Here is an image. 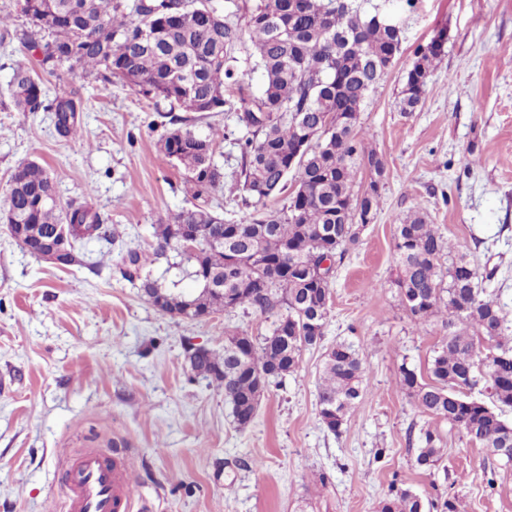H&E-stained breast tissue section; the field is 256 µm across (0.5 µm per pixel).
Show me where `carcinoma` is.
<instances>
[{
    "label": "carcinoma",
    "mask_w": 512,
    "mask_h": 512,
    "mask_svg": "<svg viewBox=\"0 0 512 512\" xmlns=\"http://www.w3.org/2000/svg\"><path fill=\"white\" fill-rule=\"evenodd\" d=\"M34 30L52 40L44 46L28 33L26 50L42 48L49 73L78 65L85 76L105 82L118 77L145 99L161 100L187 113L185 127L160 140V149L183 167L198 203L159 225V258L181 250L179 233L196 235L197 250L187 255L200 288L184 294L144 279L140 290L161 313L201 319L218 311L251 309L273 318L260 339L224 332V356L211 351L189 356L193 373L224 390L234 423L245 428L257 415L259 399L293 372L308 348L321 345L328 323L330 281L319 273L327 254L338 258L359 243V226L374 218L380 192L353 191L359 169L377 180L385 176L383 157L366 150L358 129L359 112L385 74L383 67L401 52L402 38L390 23L375 21L369 0H258L244 17L219 12L210 0H20ZM445 47H418L406 70L400 107L412 112ZM260 73L259 89L242 81V65ZM11 97L22 112L50 111L65 136L76 137L80 91L69 83L49 93L30 73L23 55L12 67ZM238 95L240 107L232 96ZM236 112L247 135L239 143V177L255 209L237 223L208 205L224 185V165L216 158L224 128L190 129L206 115ZM288 192V204L266 209L271 197ZM0 222L23 224L29 237L21 249L36 257L39 238L59 224L71 225L67 264L81 262L78 242L108 239L99 212L74 201L61 205L53 178L36 161L15 169L0 206ZM394 285L414 325L433 316L448 328L427 367V377L401 368L400 390L417 408L461 430L491 455L512 449V423L499 413L512 408V317L494 293L480 287L482 275L467 256L453 252L437 225L413 213L396 219ZM145 257L127 252L123 275L139 276ZM490 342L495 352L483 347ZM484 382L491 404L466 396L465 388ZM366 391L365 370L356 346L340 340L325 352L318 384L319 415L339 434ZM416 464L430 471L445 448L440 432L423 430ZM450 498L424 500L391 486L379 512H461Z\"/></svg>",
    "instance_id": "carcinoma-1"
}]
</instances>
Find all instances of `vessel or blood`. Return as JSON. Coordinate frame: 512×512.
Segmentation results:
<instances>
[{"instance_id": "vessel-or-blood-1", "label": "vessel or blood", "mask_w": 512, "mask_h": 512, "mask_svg": "<svg viewBox=\"0 0 512 512\" xmlns=\"http://www.w3.org/2000/svg\"><path fill=\"white\" fill-rule=\"evenodd\" d=\"M129 471L97 452L72 461L63 487L68 512H130L136 492Z\"/></svg>"}]
</instances>
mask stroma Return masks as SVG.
Masks as SVG:
<instances>
[{
	"instance_id": "stroma-1",
	"label": "stroma",
	"mask_w": 512,
	"mask_h": 512,
	"mask_svg": "<svg viewBox=\"0 0 512 512\" xmlns=\"http://www.w3.org/2000/svg\"><path fill=\"white\" fill-rule=\"evenodd\" d=\"M372 2L395 12L402 29L398 59L359 114L367 149L386 164L379 208L336 266L322 346L303 352L244 430L223 389L191 371L186 348L220 355L225 328L260 337L268 321L240 309L173 318L121 274L136 249L151 279L184 293L197 287L179 251L153 256L157 225L193 204L183 169L159 149L174 126L169 104L76 66L68 78L82 92L79 137L62 136L53 113L0 107V197L14 170L34 160L61 203L88 202L112 231L84 240L80 263L61 267L22 251L0 223V512H63L61 472L91 448L131 459L132 512H378L393 485L425 499L455 497L464 512H512V466L400 390L401 366L425 371L447 330L438 318L416 328L392 283L394 220L419 212L455 251L494 269L489 286L512 313V0ZM0 13L12 18L0 39L4 99L31 25L18 0H0ZM442 30L445 54L425 95L415 111H401L416 48ZM212 124L224 129L216 157L226 178L209 203L235 222L251 211L236 179L244 130L231 112L194 130ZM339 339L358 346L368 387L336 435L320 420L317 384L325 348ZM428 426L446 446L433 477L415 464Z\"/></svg>"
}]
</instances>
